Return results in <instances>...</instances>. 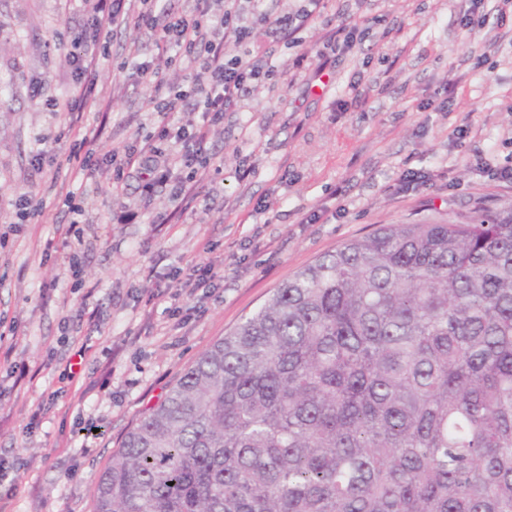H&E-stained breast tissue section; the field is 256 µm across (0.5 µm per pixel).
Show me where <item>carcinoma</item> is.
Masks as SVG:
<instances>
[{"label": "carcinoma", "mask_w": 512, "mask_h": 512, "mask_svg": "<svg viewBox=\"0 0 512 512\" xmlns=\"http://www.w3.org/2000/svg\"><path fill=\"white\" fill-rule=\"evenodd\" d=\"M92 512H512V208L295 273L141 414Z\"/></svg>", "instance_id": "obj_1"}]
</instances>
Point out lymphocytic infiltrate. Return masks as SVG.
<instances>
[{
    "mask_svg": "<svg viewBox=\"0 0 512 512\" xmlns=\"http://www.w3.org/2000/svg\"><path fill=\"white\" fill-rule=\"evenodd\" d=\"M140 2L142 9L132 18L124 10V0H97L93 29L134 22L154 33L159 51L179 55L197 76L187 90L152 81L153 130L138 145L125 148L119 164L136 168L145 188L152 190L170 180L169 170L158 159L166 146L177 145L179 165L187 171L179 197L187 208L197 197L198 170L209 164L206 143L211 128L223 123L225 113L240 111L254 87L272 77H285V70L274 65V56L300 31L321 24L326 0H304L297 13L283 15L265 7V0H193L191 9L181 13L175 12L174 0ZM259 24L265 25L268 41L261 57L246 47ZM230 41L239 45V53H226ZM356 42V29L329 32L315 50L309 82L321 80L326 69L335 66L337 54Z\"/></svg>",
    "mask_w": 512,
    "mask_h": 512,
    "instance_id": "f902f5d3",
    "label": "lymphocytic infiltrate"
}]
</instances>
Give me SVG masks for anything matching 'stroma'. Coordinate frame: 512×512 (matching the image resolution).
I'll use <instances>...</instances> for the list:
<instances>
[{
    "label": "stroma",
    "mask_w": 512,
    "mask_h": 512,
    "mask_svg": "<svg viewBox=\"0 0 512 512\" xmlns=\"http://www.w3.org/2000/svg\"><path fill=\"white\" fill-rule=\"evenodd\" d=\"M96 0H0V512H91L93 484L126 433L203 351L280 284L342 243L386 224L459 222L475 208H512V21L488 12L467 31L460 0H329L324 28L356 25L323 90L261 84L207 143L195 208L173 179L145 194L106 155L152 129L148 87L132 71L188 87L134 24L100 34L96 107L83 110L99 165L85 190L67 179L85 151L53 101L77 81L74 35ZM448 112L432 107L446 88ZM46 145L54 162L35 170ZM424 182L400 188L408 171ZM40 203L22 222L14 200ZM166 224L154 223L157 215ZM81 258L71 276L62 255ZM209 266L214 288L174 279ZM86 347L74 381L59 375ZM23 367L25 376L14 374Z\"/></svg>",
    "instance_id": "35a3bbf8"
}]
</instances>
